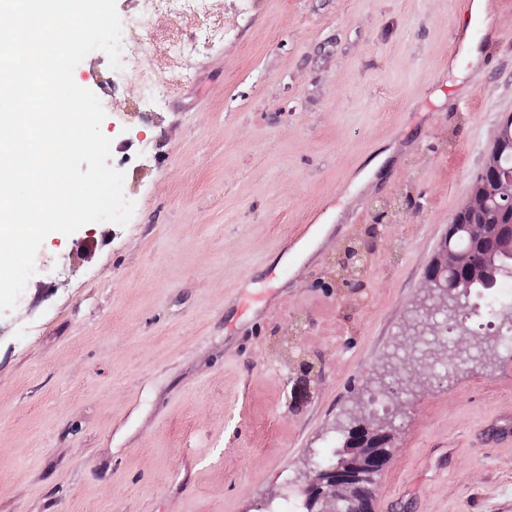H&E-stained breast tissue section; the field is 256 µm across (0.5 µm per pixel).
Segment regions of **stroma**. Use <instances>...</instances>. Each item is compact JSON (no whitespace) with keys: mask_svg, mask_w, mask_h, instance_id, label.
I'll list each match as a JSON object with an SVG mask.
<instances>
[{"mask_svg":"<svg viewBox=\"0 0 512 512\" xmlns=\"http://www.w3.org/2000/svg\"><path fill=\"white\" fill-rule=\"evenodd\" d=\"M465 2L204 0L208 43L160 0L152 112L105 52L77 65L136 217L53 233L0 313V512H304L351 420L395 435L381 512H512V447L478 440L512 349L412 338L512 115V0L458 59Z\"/></svg>","mask_w":512,"mask_h":512,"instance_id":"1","label":"stroma"}]
</instances>
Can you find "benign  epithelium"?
I'll return each mask as SVG.
<instances>
[{"label":"benign epithelium","mask_w":512,"mask_h":512,"mask_svg":"<svg viewBox=\"0 0 512 512\" xmlns=\"http://www.w3.org/2000/svg\"><path fill=\"white\" fill-rule=\"evenodd\" d=\"M512 151V137L501 136L491 149L476 181L475 188L462 203L459 211L470 216V222L462 224L457 231L471 239H483L494 236V224L487 221V215L495 212L499 215L512 213V169L501 167V156ZM512 253V237L500 240L496 250L479 259L464 250L452 247L450 241L443 242L433 263V270L425 275V287L433 301L435 313L448 310L441 300L448 298V292L454 296H466L471 287L481 281L488 271L497 265L503 254ZM362 445L353 450V459H349L333 471L332 476L309 466L306 489L318 492L317 512H344L357 490V480L364 477L361 470L366 468L375 449L367 442L376 437L390 436L382 426L361 423L357 427Z\"/></svg>","instance_id":"obj_1"}]
</instances>
